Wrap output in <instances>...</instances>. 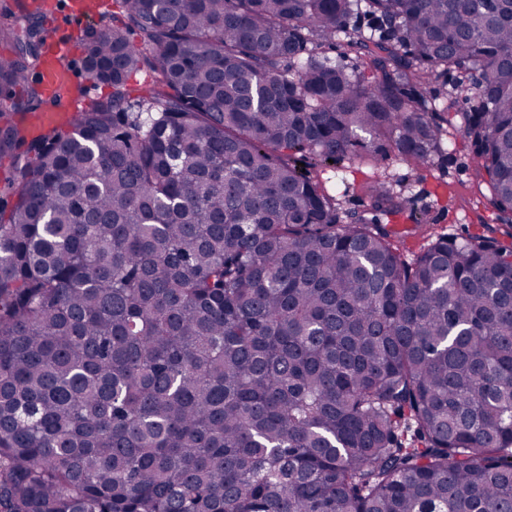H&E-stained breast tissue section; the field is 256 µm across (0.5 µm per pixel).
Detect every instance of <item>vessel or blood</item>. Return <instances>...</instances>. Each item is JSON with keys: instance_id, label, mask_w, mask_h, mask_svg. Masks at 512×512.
<instances>
[{"instance_id": "b4317fda", "label": "vessel or blood", "mask_w": 512, "mask_h": 512, "mask_svg": "<svg viewBox=\"0 0 512 512\" xmlns=\"http://www.w3.org/2000/svg\"><path fill=\"white\" fill-rule=\"evenodd\" d=\"M74 19V14L63 13L52 21L47 38V52L37 73L49 105L37 112L34 132L67 125L84 105L85 81L70 64L72 44L65 34Z\"/></svg>"}]
</instances>
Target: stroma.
Instances as JSON below:
<instances>
[{"label": "stroma", "mask_w": 512, "mask_h": 512, "mask_svg": "<svg viewBox=\"0 0 512 512\" xmlns=\"http://www.w3.org/2000/svg\"><path fill=\"white\" fill-rule=\"evenodd\" d=\"M457 78V71L452 70L430 86L431 96L451 107L446 125L449 140L446 161L417 170L396 156L377 167L368 160L356 158L338 168H322L321 179L337 196L342 211L360 209L366 186L381 179L412 199L418 208L427 210L429 234L467 238L491 231L502 246L509 248L512 226L502 223L499 212L488 203V188L478 177L472 148L460 128L466 105L456 93ZM394 229L407 257H414L429 242V234H421L411 222L395 224Z\"/></svg>", "instance_id": "1"}]
</instances>
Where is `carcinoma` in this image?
Wrapping results in <instances>:
<instances>
[{"label": "carcinoma", "mask_w": 512, "mask_h": 512, "mask_svg": "<svg viewBox=\"0 0 512 512\" xmlns=\"http://www.w3.org/2000/svg\"><path fill=\"white\" fill-rule=\"evenodd\" d=\"M15 5L0 512H512V250L408 261L410 199L378 179L343 224L318 175L446 159L429 87L477 74L462 133L511 214L512 0H113L83 38L111 92L37 135L43 14Z\"/></svg>", "instance_id": "cac0c4a2"}]
</instances>
